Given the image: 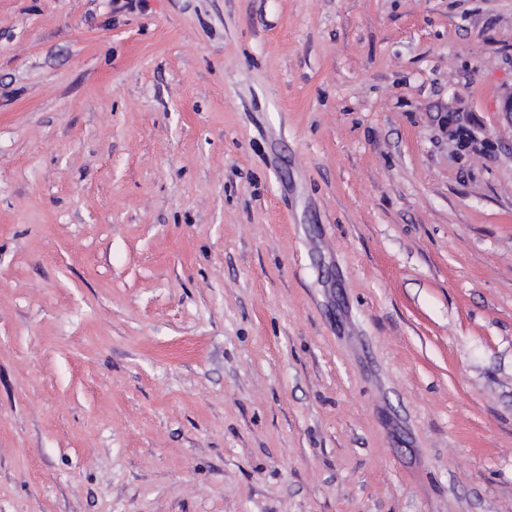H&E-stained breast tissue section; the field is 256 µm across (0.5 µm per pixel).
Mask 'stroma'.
I'll return each instance as SVG.
<instances>
[{
  "label": "stroma",
  "instance_id": "stroma-1",
  "mask_svg": "<svg viewBox=\"0 0 512 512\" xmlns=\"http://www.w3.org/2000/svg\"><path fill=\"white\" fill-rule=\"evenodd\" d=\"M511 85L512 0H0V512H512ZM448 134L456 139L461 147L474 152H484L487 146V138L483 129L478 125L471 124L465 118V112L459 110L448 111L447 115Z\"/></svg>",
  "mask_w": 512,
  "mask_h": 512
}]
</instances>
